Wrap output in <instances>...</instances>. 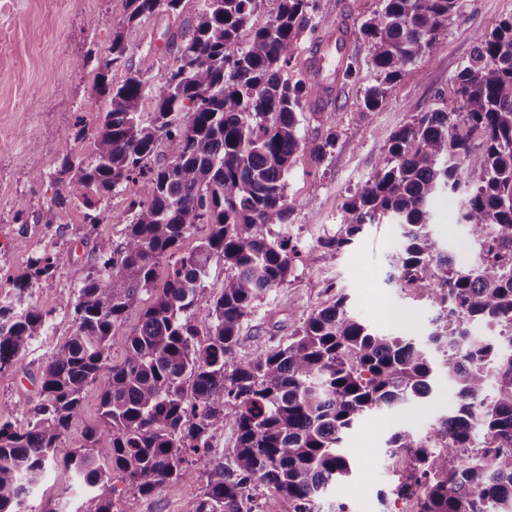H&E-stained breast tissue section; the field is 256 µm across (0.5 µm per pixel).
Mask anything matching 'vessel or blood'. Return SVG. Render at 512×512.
I'll return each instance as SVG.
<instances>
[{"mask_svg": "<svg viewBox=\"0 0 512 512\" xmlns=\"http://www.w3.org/2000/svg\"><path fill=\"white\" fill-rule=\"evenodd\" d=\"M354 52V35L351 28L343 23L329 26L311 47L306 70L316 91V110H324L340 97L344 71Z\"/></svg>", "mask_w": 512, "mask_h": 512, "instance_id": "1", "label": "vessel or blood"}]
</instances>
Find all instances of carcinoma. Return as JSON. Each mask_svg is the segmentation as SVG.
Wrapping results in <instances>:
<instances>
[{"instance_id":"obj_1","label":"carcinoma","mask_w":512,"mask_h":512,"mask_svg":"<svg viewBox=\"0 0 512 512\" xmlns=\"http://www.w3.org/2000/svg\"><path fill=\"white\" fill-rule=\"evenodd\" d=\"M263 2L203 0L168 41L175 65L153 81L145 68L128 70L119 85L109 81L128 51L118 30L97 61L94 90L105 108L92 155L77 164L63 156L56 205L80 198L96 224L99 203L131 184L139 190L123 241L99 252L96 272L79 288L75 331L45 364L27 428L0 420V512H25L84 388L105 366L111 375L99 424L67 461L81 489L74 512H112L105 487L115 480L123 492L144 495L196 469L210 480L185 512H255L251 491L259 487L292 512H314L328 486L351 472L345 434L373 410L429 397L437 358L457 402L425 435L390 436L389 447L414 461L397 495L418 493L417 512H512V17L478 34L450 93L389 138L377 170L346 203L340 234L320 242L339 251L366 224L401 225L392 280L425 289L439 309L435 353L373 331L340 296L286 344L238 360L242 320L307 257L288 237L292 157L300 151L319 163L334 146L331 135H300L297 113L312 88L283 75L315 25L311 0H274V17L254 28ZM126 3L130 23L159 12L177 17L183 8V0ZM457 7L458 0H383L361 29L380 78L365 91L363 111H377L388 87L413 75L448 36ZM147 98L155 109L146 122ZM163 145L169 162L159 159ZM444 191L459 195L458 221L480 247L473 265L456 263L432 235L430 206ZM200 224L205 237L183 251ZM164 258L171 262L163 267ZM215 259L224 262L222 290L201 309ZM55 268L56 258H36L26 279ZM16 290L0 299V371L45 321L35 306L16 311L24 282ZM132 312L139 323L112 364L113 330ZM198 320L208 325L202 341ZM475 320L496 329L505 346L472 337ZM229 408L236 442L218 461L209 436ZM479 432L490 446L473 447ZM461 448L470 449L465 461Z\"/></svg>"}]
</instances>
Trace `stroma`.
Here are the masks:
<instances>
[{
    "label": "stroma",
    "instance_id": "obj_1",
    "mask_svg": "<svg viewBox=\"0 0 512 512\" xmlns=\"http://www.w3.org/2000/svg\"><path fill=\"white\" fill-rule=\"evenodd\" d=\"M200 7V0H183L181 18L194 17ZM381 8L382 0H314L322 25L341 21L356 31V76L329 114L316 112L312 100L303 103L302 136L321 139L331 133L336 138L322 163L299 152L288 172L289 232L309 257L244 319L241 333L248 343L240 357L286 343L303 319L341 294L350 312L376 332L424 342L434 328L438 310L427 295L390 280L391 261L400 250L397 225H364L353 244L338 252L321 248L320 242L338 234L347 201L374 174L388 138L416 113L434 108L438 94L450 90L452 78L466 65L476 36L512 15V0H460L447 38L417 63L411 78L388 89L379 111L367 112L363 95L377 85L378 73L359 31ZM126 13L125 0H0V293H11L35 258L57 260L54 275L29 281L22 300L41 309L46 321L31 345L0 374V407L21 429L39 399L48 358L75 330L72 304L80 283L93 272L98 251L122 241L135 197L131 187L113 194L101 203L100 222L93 226L75 200L58 210L57 223L41 221L55 204L53 179L63 153L79 161L91 156L101 104L93 96V66L87 58L104 56L118 29L128 46L127 64L113 69V83H121L131 66L152 62L151 73L157 76L174 63L166 44L181 18L160 13L130 24ZM431 231L439 248L458 263L477 259L478 248L457 221L455 199L443 194L434 200ZM99 376L85 388L81 410L55 450L57 464L27 499V512L76 508L80 490L65 462L79 449L85 430L99 421L100 381L108 373L103 370ZM455 401L454 386L440 374L430 397L399 411L368 413L344 439V451L354 464L351 475L328 487L316 503L318 512H337L341 505L347 512H398L404 500L396 487L414 462L406 454L401 464H394L387 439L398 426L426 434ZM207 480V473L197 471L149 495L117 493L113 510L184 512Z\"/></svg>",
    "mask_w": 512,
    "mask_h": 512
}]
</instances>
